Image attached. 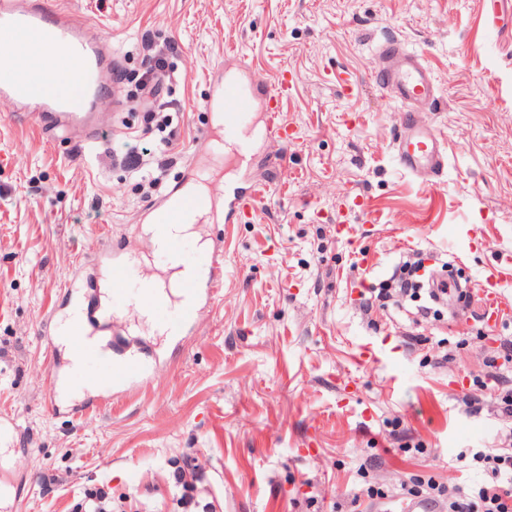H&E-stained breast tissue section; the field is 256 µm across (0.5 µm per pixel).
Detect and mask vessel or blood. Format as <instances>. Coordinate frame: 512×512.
<instances>
[{
	"label": "vessel or blood",
	"mask_w": 512,
	"mask_h": 512,
	"mask_svg": "<svg viewBox=\"0 0 512 512\" xmlns=\"http://www.w3.org/2000/svg\"><path fill=\"white\" fill-rule=\"evenodd\" d=\"M0 32L27 35L43 47L38 76H29L17 61L13 47L0 46V105L12 111L33 106V118L43 129L64 127L79 133L86 144L96 142L102 129L101 116L112 105L99 94L102 86L112 84L114 61L106 39L88 38L84 21L64 8L61 0H0ZM236 60L233 68L217 65L211 72L213 96L208 108L217 112L222 139L203 136L199 145L203 154L223 149L225 166L239 167L251 160L259 140L289 144L295 133L278 121L283 97L295 82L284 71L269 82L257 76L254 68L238 62L237 52H226ZM376 64L370 71L372 81L398 102L405 120L391 145L396 166L407 174L425 171L441 177L448 156L443 136L423 121L422 113L436 109L433 75L422 59L395 39L383 41L375 50ZM199 168L189 167L181 182L171 186L159 199L142 209L137 221L151 227L153 259L158 265L183 272L176 294L159 291L154 272L136 258L109 263V288L99 278L80 270L68 293L78 297L77 314L71 315L72 335L65 349L54 348V331L49 318H41V336L51 345V359L44 387L49 413L72 416L100 409L118 401L135 386L149 384L158 369L136 346H114L109 357L112 381L107 389L93 395L64 401L58 398L56 383L67 377L78 383L89 359L101 356L103 345L96 330L109 323L124 297L126 276L138 279V298L142 311L156 318L165 338L182 341L194 327L204 308L213 305L224 286V242L212 240L207 249L186 252L184 244L168 237L172 224H191L206 232L208 224H236L257 212L258 202L267 186L260 180L242 177L234 182L212 180L203 192L193 186L202 182Z\"/></svg>",
	"instance_id": "vessel-or-blood-1"
}]
</instances>
